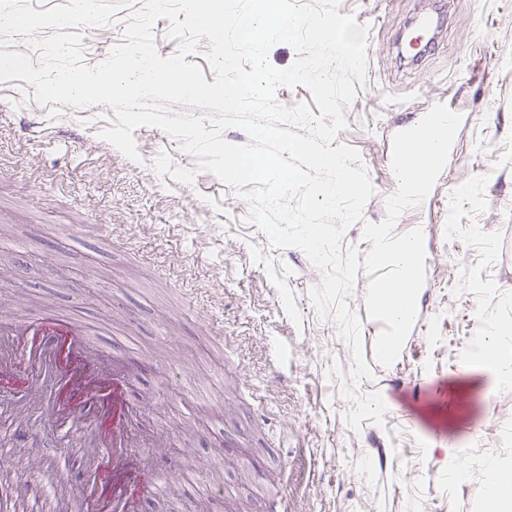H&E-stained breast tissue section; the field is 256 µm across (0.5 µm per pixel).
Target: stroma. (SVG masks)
Returning a JSON list of instances; mask_svg holds the SVG:
<instances>
[{
    "label": "stroma",
    "mask_w": 512,
    "mask_h": 512,
    "mask_svg": "<svg viewBox=\"0 0 512 512\" xmlns=\"http://www.w3.org/2000/svg\"><path fill=\"white\" fill-rule=\"evenodd\" d=\"M145 0H121L100 34L82 40L94 67L122 44ZM440 8L444 33L422 67L399 41L411 18ZM366 26L365 75L335 143L354 147L374 193L343 251L366 256L364 223L382 222L397 190L394 135L420 110L457 108L462 121L444 171L404 211L394 235L422 228L421 321L388 367L358 272L349 306L380 394L384 425L346 423L341 385L349 346L310 289L320 272L297 247H273L247 222L248 203L154 126L133 136L131 160L100 132L105 105L37 100L22 80L0 82V338L55 313L126 382L129 427L166 488L141 512H266V484L287 475L289 512H486L485 463L512 469V418L494 411L512 386L466 357L486 337L512 356V0H340ZM167 152L192 182L159 176ZM0 475L18 495L82 490L93 449L55 435L37 402L0 396Z\"/></svg>",
    "instance_id": "35a3bbf8"
}]
</instances>
